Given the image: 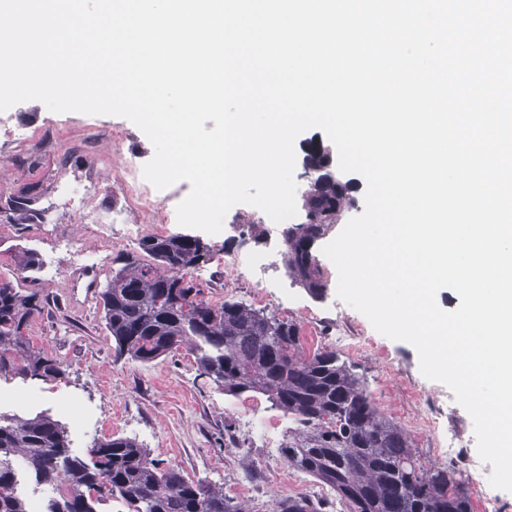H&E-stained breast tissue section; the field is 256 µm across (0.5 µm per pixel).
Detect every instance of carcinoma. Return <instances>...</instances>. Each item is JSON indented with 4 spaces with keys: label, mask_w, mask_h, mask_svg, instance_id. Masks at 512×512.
<instances>
[{
    "label": "carcinoma",
    "mask_w": 512,
    "mask_h": 512,
    "mask_svg": "<svg viewBox=\"0 0 512 512\" xmlns=\"http://www.w3.org/2000/svg\"><path fill=\"white\" fill-rule=\"evenodd\" d=\"M35 187L7 209L32 222ZM349 182L327 178L307 199L314 215L293 224L284 238L288 276L314 298L325 284L313 242L353 205ZM144 257L126 255L100 293L103 320L118 355L142 363L184 346L201 375L229 395L266 396L293 422L282 455L288 466L329 486L349 512H473L465 480L451 467L425 469L405 432L376 407L365 381L334 350L306 353L297 326L244 302L213 303L191 274L213 259L212 247L194 236L169 234L141 240ZM12 260L19 279L42 260L20 247ZM45 300L0 277V376L54 381L62 363L35 345L26 330ZM34 481L51 489L46 512H99L112 499L128 512H243L224 488L184 478L161 466L135 441L97 439L87 456L73 455L59 420L43 413L0 420V512H31L19 490L16 460ZM273 512H322L307 498L286 497Z\"/></svg>",
    "instance_id": "carcinoma-1"
}]
</instances>
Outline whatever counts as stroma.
<instances>
[{
    "label": "stroma",
    "instance_id": "35a3bbf8",
    "mask_svg": "<svg viewBox=\"0 0 512 512\" xmlns=\"http://www.w3.org/2000/svg\"><path fill=\"white\" fill-rule=\"evenodd\" d=\"M153 154L146 135L120 116L55 113L38 100L0 112V204L34 184L36 206L44 216L43 223L33 224L0 211V276L13 275L12 246L39 253L46 268L24 285L38 290L48 304L31 321L28 334L65 368L53 382L1 378L0 416L50 415L64 424L70 449L78 455L96 439H135L152 459L185 478L223 487L245 512H272L275 500L285 497H304L320 503L323 512H334L335 493L288 467L282 457L288 417L272 409L265 396L224 394L183 350L150 363L115 356L102 320L100 290L112 275L116 255L135 251L138 244L115 245L100 265L88 263L86 255L113 217L141 223L115 171L126 163L144 165ZM283 231L280 224L261 229L249 214L224 222L220 233L204 234L215 256L193 271L194 282L210 300L222 296L255 303L301 329L320 319L314 342L304 346L308 352L336 349L340 333L372 331L365 315L338 298L337 271L327 257L319 259L326 284L320 299L294 284L280 260L260 280L225 273V253L276 252L284 246ZM257 235L262 243H254ZM375 340L373 347L338 349L339 354L363 376L379 410L406 433L424 467L450 464L465 473L466 457L477 454L467 411L456 401H443L446 385L422 375L413 345L381 334ZM440 408L448 416L449 434L463 442L459 456L451 459L439 456L431 437L414 425ZM256 412L269 421L270 431L262 438L249 427ZM244 476L251 482L247 496L238 492Z\"/></svg>",
    "mask_w": 512,
    "mask_h": 512
}]
</instances>
